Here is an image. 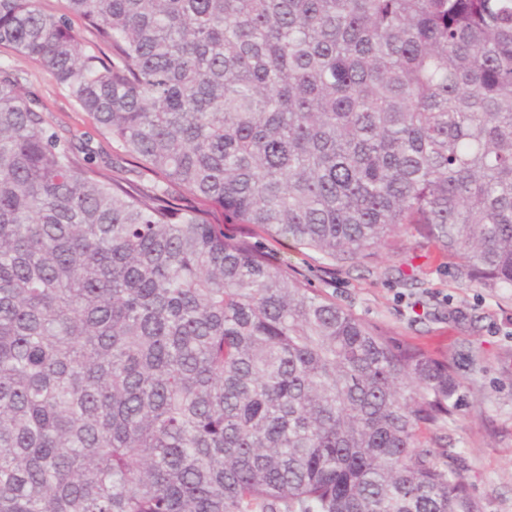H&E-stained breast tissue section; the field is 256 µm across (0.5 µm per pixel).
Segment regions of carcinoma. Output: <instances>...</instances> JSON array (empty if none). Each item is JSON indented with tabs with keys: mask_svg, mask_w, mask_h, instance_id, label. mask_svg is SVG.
I'll use <instances>...</instances> for the list:
<instances>
[{
	"mask_svg": "<svg viewBox=\"0 0 512 512\" xmlns=\"http://www.w3.org/2000/svg\"><path fill=\"white\" fill-rule=\"evenodd\" d=\"M0 0V44L156 177L106 179L0 62V512H476L448 357L169 198L339 262L416 224L512 287V0Z\"/></svg>",
	"mask_w": 512,
	"mask_h": 512,
	"instance_id": "carcinoma-1",
	"label": "carcinoma"
}]
</instances>
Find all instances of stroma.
<instances>
[{
  "label": "stroma",
  "mask_w": 512,
  "mask_h": 512,
  "mask_svg": "<svg viewBox=\"0 0 512 512\" xmlns=\"http://www.w3.org/2000/svg\"><path fill=\"white\" fill-rule=\"evenodd\" d=\"M0 61L19 71L22 92L42 102L55 126L76 139H91L103 172L127 177L132 189L149 192L150 179L130 173L120 148L97 134L92 118L48 72L3 45ZM197 207L208 221L247 238L363 321L447 353L459 384V404L447 422L423 432V445L445 447L453 456L478 512H512V288L461 281L432 239L412 226L394 235L378 255L336 266L290 239L248 224L225 223L223 211L208 203Z\"/></svg>",
  "instance_id": "obj_1"
}]
</instances>
